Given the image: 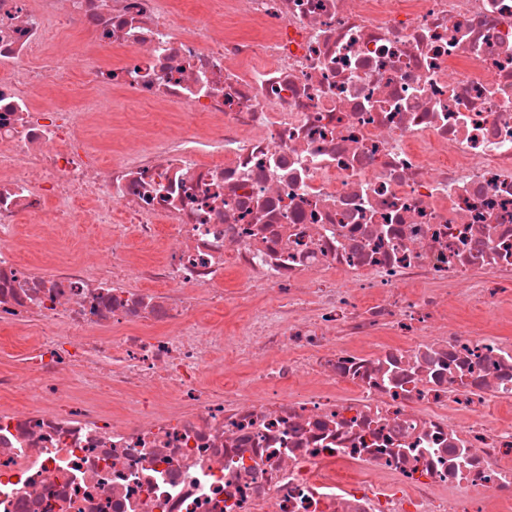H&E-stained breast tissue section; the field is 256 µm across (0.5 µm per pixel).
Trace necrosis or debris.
Listing matches in <instances>:
<instances>
[{
    "instance_id": "obj_1",
    "label": "necrosis or debris",
    "mask_w": 512,
    "mask_h": 512,
    "mask_svg": "<svg viewBox=\"0 0 512 512\" xmlns=\"http://www.w3.org/2000/svg\"><path fill=\"white\" fill-rule=\"evenodd\" d=\"M1 330L0 512H512V0H0ZM80 228L74 226L63 227L60 229L44 227L43 229L33 230L27 226L23 227V234H39L48 241L47 250L42 253L36 249H30L23 253L26 261L36 263L41 266H48L58 261H63L76 252L78 237L82 232L103 233L104 230L96 224H78Z\"/></svg>"
}]
</instances>
